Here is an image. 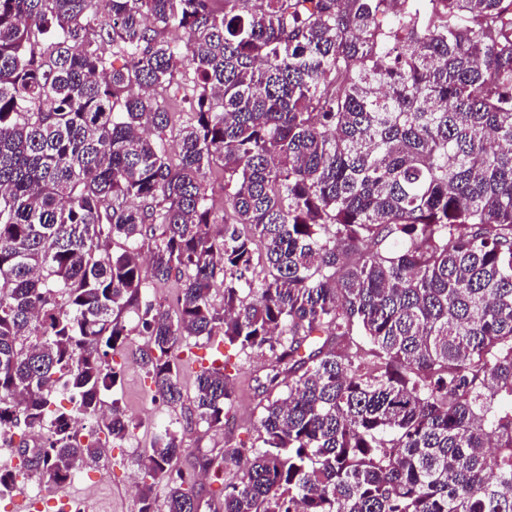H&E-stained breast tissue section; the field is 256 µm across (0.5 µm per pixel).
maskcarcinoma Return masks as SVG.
<instances>
[{"label": "carcinoma", "mask_w": 512, "mask_h": 512, "mask_svg": "<svg viewBox=\"0 0 512 512\" xmlns=\"http://www.w3.org/2000/svg\"><path fill=\"white\" fill-rule=\"evenodd\" d=\"M98 3L0 0V428L44 435L28 465L62 483L135 436L100 415L133 310L166 404L231 347L138 457L139 512H199L174 461L254 352L257 442L197 449L239 472L222 512H512V0Z\"/></svg>", "instance_id": "1"}]
</instances>
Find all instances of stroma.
<instances>
[{
    "instance_id": "stroma-1",
    "label": "stroma",
    "mask_w": 512,
    "mask_h": 512,
    "mask_svg": "<svg viewBox=\"0 0 512 512\" xmlns=\"http://www.w3.org/2000/svg\"><path fill=\"white\" fill-rule=\"evenodd\" d=\"M126 321L131 330L129 343L124 354L115 358L123 369L122 382L116 393L103 394L102 406L107 409L113 401H120L126 414L138 422L137 435L122 445L109 446L98 464L78 467L75 476L66 482H40L38 493L44 503H52L65 493L70 497L68 512H138L134 488L138 476L136 460L150 446L158 425L183 419L187 412L186 406L153 400V385L136 362L148 338L137 330L135 316H127ZM263 361V356L254 353L241 358L236 375L238 397L231 410L232 424L220 429L188 431L184 437L186 451L179 460L181 467H191L193 448H238L255 440V376Z\"/></svg>"
}]
</instances>
